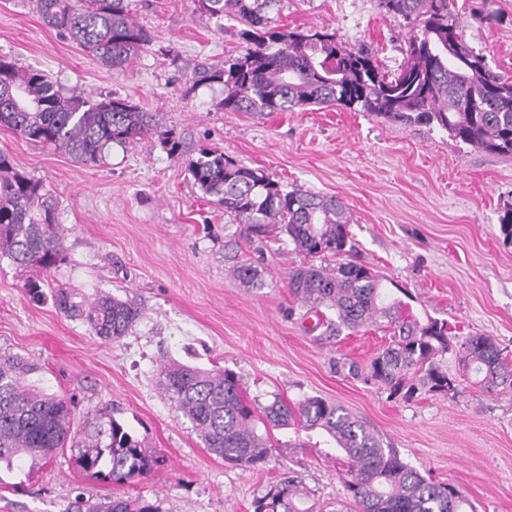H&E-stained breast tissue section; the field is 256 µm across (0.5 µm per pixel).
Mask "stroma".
<instances>
[{
    "mask_svg": "<svg viewBox=\"0 0 512 512\" xmlns=\"http://www.w3.org/2000/svg\"><path fill=\"white\" fill-rule=\"evenodd\" d=\"M468 44L512 75V0H454ZM152 42L125 68H102L79 45L42 22L28 0H0V55L44 70L86 92L114 93L157 113L182 146L113 147L87 166L63 151L0 127V152L42 179L57 202L66 258L48 270L0 261V354L40 367L37 380L71 398L74 428L110 411L160 462L124 485L78 470L60 454L34 472L0 475V512H67L76 495L97 501L140 496L161 512H253L252 503L287 476L302 478L316 512H340L346 467L323 436L292 435L257 469L209 454L159 389L164 362L220 366L242 376L249 396L296 402L320 396L344 406L422 475L454 485L467 512H512V395L482 392L455 353L442 366L459 393L412 400L353 375L389 335L370 326L327 337L287 287L302 255L273 244L246 256L263 272L246 291L225 260L228 217L195 184L189 164L218 147L282 183L340 198L352 215V256L384 276L390 294L408 293L418 314L447 319L457 338L481 333L512 359V244L499 217L512 205V157L451 140L446 132L385 122L364 112L311 106L252 117L219 108L221 86L187 87L195 69L239 45V23L217 24L196 0H134ZM498 22L486 23V14ZM277 24L328 27L348 48L372 49L395 70L408 30L377 0H281ZM44 292L66 287L92 298L136 302L142 315L110 343Z\"/></svg>",
    "mask_w": 512,
    "mask_h": 512,
    "instance_id": "35a3bbf8",
    "label": "stroma"
}]
</instances>
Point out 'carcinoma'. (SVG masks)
I'll list each match as a JSON object with an SVG mask.
<instances>
[{
  "label": "carcinoma",
  "instance_id": "obj_1",
  "mask_svg": "<svg viewBox=\"0 0 512 512\" xmlns=\"http://www.w3.org/2000/svg\"><path fill=\"white\" fill-rule=\"evenodd\" d=\"M280 0H197L211 19L245 25L239 51L224 63L202 66L192 85L224 88L226 112L262 115L312 104L366 112L387 122L438 128L464 145L512 156V77L489 66L486 56L460 32L453 0H377L380 12L403 22L409 36L403 60L384 72L368 48L347 49L325 29L275 24L270 13ZM45 25L77 42L107 70L119 69L151 42L132 16V0H30ZM0 127L34 143L53 146L83 165L104 162L112 146L158 136L168 154L180 142L161 130L157 113L112 94L92 96L51 80L44 71L0 56ZM194 182L224 206L242 241L262 250L288 238L304 257L288 274L287 286L302 306L325 308L329 334L376 326L389 342L371 358L366 379L392 397L421 394L454 398L439 358L459 357L463 373L481 389L512 394V364L489 336L454 341L448 320L423 318L390 295L372 267L350 259L351 219L335 196L292 189L259 168L235 162L224 152L201 151L189 165ZM55 204L42 180L19 170L0 152V259L19 268L56 266L65 258ZM229 269L249 290L264 286L262 271L249 260L227 256ZM54 305L87 322L99 338L120 341L140 316L135 304L111 295L92 301L59 288ZM39 367L19 354L0 355V470L20 463L33 470L69 449L75 467L116 485L149 475L158 458L110 414L72 428L71 400L28 383ZM161 388L205 448L245 468L265 464L275 444L271 431L301 427L335 445L348 466L346 499L354 512H466L465 498L451 484L422 476L384 447L382 440L342 405L312 396L290 404L278 396L263 403L248 398L241 378L229 369L167 363ZM309 492L288 476L255 499L254 512H313ZM75 512H160L140 497L114 496L77 505Z\"/></svg>",
  "mask_w": 512,
  "mask_h": 512
}]
</instances>
